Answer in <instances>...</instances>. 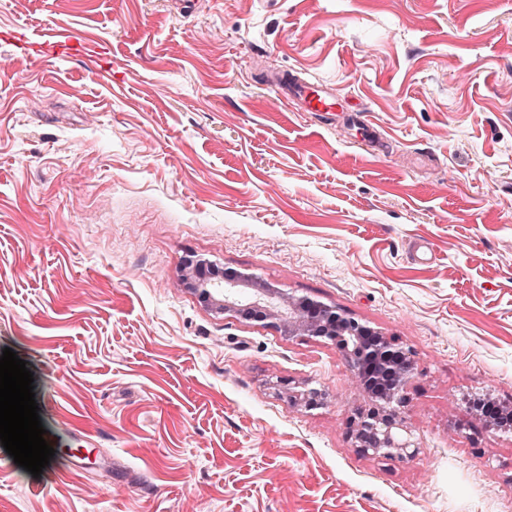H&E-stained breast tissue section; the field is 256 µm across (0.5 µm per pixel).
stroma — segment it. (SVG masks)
Returning a JSON list of instances; mask_svg holds the SVG:
<instances>
[{
    "mask_svg": "<svg viewBox=\"0 0 512 512\" xmlns=\"http://www.w3.org/2000/svg\"><path fill=\"white\" fill-rule=\"evenodd\" d=\"M285 70L338 111L275 104ZM191 254L412 351L418 454L359 452L344 352L212 313ZM4 348L139 481L0 446V512H512V430L469 409L512 407V0H0Z\"/></svg>",
    "mask_w": 512,
    "mask_h": 512,
    "instance_id": "stroma-1",
    "label": "stroma"
}]
</instances>
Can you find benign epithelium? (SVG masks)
I'll return each mask as SVG.
<instances>
[{
    "instance_id": "1",
    "label": "benign epithelium",
    "mask_w": 512,
    "mask_h": 512,
    "mask_svg": "<svg viewBox=\"0 0 512 512\" xmlns=\"http://www.w3.org/2000/svg\"><path fill=\"white\" fill-rule=\"evenodd\" d=\"M184 266L186 287L198 293L212 310L241 313L255 322L272 320L283 325L290 336L300 333L334 341L346 350L349 368L356 376L362 365L374 366L377 379L385 383V388L374 394L378 401L374 408L361 410L352 419L356 447L367 454L399 459L418 453L400 412L406 400V385L414 371L410 351L395 346L382 333L333 307L307 297L287 296L256 276L240 274L228 278L201 258H189ZM243 286L255 289L258 300L246 305L233 300L228 289ZM289 398L295 405L313 409L323 404L324 393L317 388L291 390Z\"/></svg>"
}]
</instances>
